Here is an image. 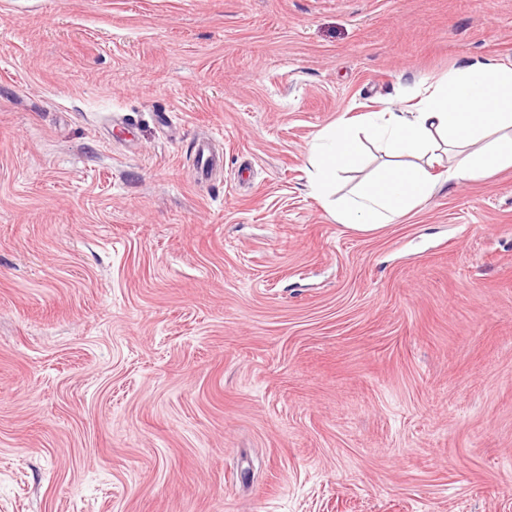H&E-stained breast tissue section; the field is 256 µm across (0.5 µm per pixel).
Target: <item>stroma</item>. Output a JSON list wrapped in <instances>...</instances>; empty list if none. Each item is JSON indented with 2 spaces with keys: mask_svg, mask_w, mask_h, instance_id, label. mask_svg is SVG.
<instances>
[{
  "mask_svg": "<svg viewBox=\"0 0 512 512\" xmlns=\"http://www.w3.org/2000/svg\"><path fill=\"white\" fill-rule=\"evenodd\" d=\"M472 63L512 0H0V512H512V169L306 172ZM195 157L193 178L197 182L207 181L212 170L222 161L209 140H200L195 144Z\"/></svg>",
  "mask_w": 512,
  "mask_h": 512,
  "instance_id": "1",
  "label": "stroma"
}]
</instances>
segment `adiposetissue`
<instances>
[{"instance_id": "1", "label": "adipose tissue", "mask_w": 512, "mask_h": 512, "mask_svg": "<svg viewBox=\"0 0 512 512\" xmlns=\"http://www.w3.org/2000/svg\"><path fill=\"white\" fill-rule=\"evenodd\" d=\"M414 108H390L319 131L308 150L312 191L336 221L358 231L398 223L431 198L441 181H478L512 168V65L472 64L421 84ZM370 140L390 162L351 193L337 195L341 174L361 163ZM447 161L441 176L431 163Z\"/></svg>"}]
</instances>
